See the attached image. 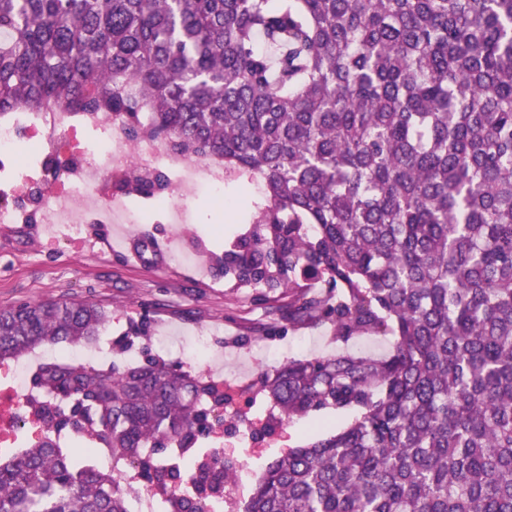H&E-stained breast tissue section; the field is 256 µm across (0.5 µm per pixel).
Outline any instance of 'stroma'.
<instances>
[{
	"instance_id": "1",
	"label": "stroma",
	"mask_w": 512,
	"mask_h": 512,
	"mask_svg": "<svg viewBox=\"0 0 512 512\" xmlns=\"http://www.w3.org/2000/svg\"><path fill=\"white\" fill-rule=\"evenodd\" d=\"M257 196L256 184L239 178L225 181L219 194L165 192L159 206L123 198L125 207L148 211L149 216L145 223L126 225L117 245L112 242L113 228L104 224L88 225L80 242L51 240L35 220V204L20 197L28 223L0 227V307L28 300L90 299L107 310L105 330L112 334L148 316L149 348L165 339L169 360L195 372H223L225 387L254 394V405L246 409L250 421L270 409L259 391L262 372L288 359L338 352L388 354L393 337L337 340L328 323L288 321L255 303L250 293L231 291L223 279L213 276L209 254L221 252L228 238L248 229ZM147 238L159 246L153 261H134L132 251ZM184 244L197 248L196 257L173 261L172 253ZM213 327L223 332V350L204 359L192 356V338ZM352 418L349 412H331L322 421L314 416L294 419L258 442L243 441L236 433L225 436V455L246 464L237 477V503L245 504L256 484L253 461L268 464L288 448L324 435L326 429L341 428Z\"/></svg>"
}]
</instances>
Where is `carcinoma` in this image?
Listing matches in <instances>:
<instances>
[{"label":"carcinoma","mask_w":512,"mask_h":512,"mask_svg":"<svg viewBox=\"0 0 512 512\" xmlns=\"http://www.w3.org/2000/svg\"><path fill=\"white\" fill-rule=\"evenodd\" d=\"M116 115L129 141L224 162L262 185L211 270L382 358L291 359L260 386L282 419L350 424L267 465L244 512H512V0H0V115ZM163 173L132 178L127 193ZM319 287L320 291L310 292ZM108 316L64 299L0 308V363L87 342ZM132 323L113 345L143 336ZM56 429L141 467L170 512H207L236 461L161 468L212 428L207 377L163 360L47 364ZM0 512H131L85 448L0 458Z\"/></svg>","instance_id":"1"}]
</instances>
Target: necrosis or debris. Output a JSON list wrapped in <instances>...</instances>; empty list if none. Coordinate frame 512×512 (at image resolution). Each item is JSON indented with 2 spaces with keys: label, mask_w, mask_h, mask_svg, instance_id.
I'll use <instances>...</instances> for the list:
<instances>
[{
  "label": "necrosis or debris",
  "mask_w": 512,
  "mask_h": 512,
  "mask_svg": "<svg viewBox=\"0 0 512 512\" xmlns=\"http://www.w3.org/2000/svg\"><path fill=\"white\" fill-rule=\"evenodd\" d=\"M105 133L102 142L88 140L89 129ZM123 131L120 120L81 112H60L47 108L41 112L17 111L0 121V169L13 161L20 143L32 147L39 159L38 168L23 165L20 175L0 188V224H21L24 213L14 199L34 183L40 184L37 200L39 221L49 238L64 234L79 240L89 224H136L138 214L129 209L113 208L111 200L93 190L103 176L121 179L128 159L112 168L103 163L104 148L119 151L118 137ZM82 360L102 369L111 368L115 353L112 339L97 336L80 349L60 352L36 351L24 358L0 365V448L19 452L40 441H51L56 447L70 448L78 441V433L48 427L41 406L53 398L33 384V377L44 363L60 357Z\"/></svg>",
  "instance_id": "1"
}]
</instances>
